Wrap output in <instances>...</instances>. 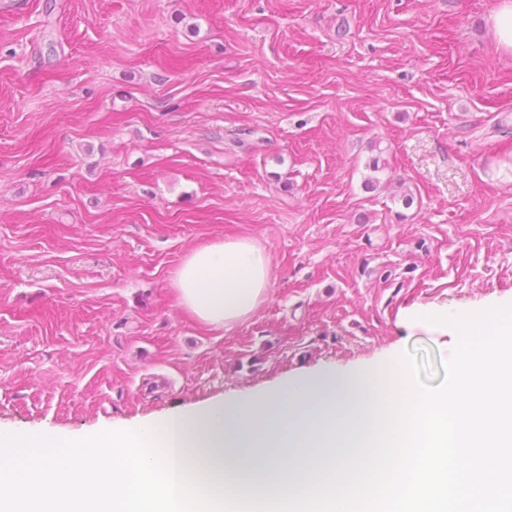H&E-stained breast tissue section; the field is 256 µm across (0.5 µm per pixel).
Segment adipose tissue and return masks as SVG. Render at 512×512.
I'll return each mask as SVG.
<instances>
[{"label": "adipose tissue", "mask_w": 512, "mask_h": 512, "mask_svg": "<svg viewBox=\"0 0 512 512\" xmlns=\"http://www.w3.org/2000/svg\"><path fill=\"white\" fill-rule=\"evenodd\" d=\"M268 256L246 238L195 248L172 278L201 322L232 327L266 297ZM369 371L299 377L269 392L168 414L173 446L209 481L248 498L303 489L351 449L368 419Z\"/></svg>", "instance_id": "1"}]
</instances>
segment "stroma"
Masks as SVG:
<instances>
[{
	"label": "stroma",
	"instance_id": "1",
	"mask_svg": "<svg viewBox=\"0 0 512 512\" xmlns=\"http://www.w3.org/2000/svg\"><path fill=\"white\" fill-rule=\"evenodd\" d=\"M498 3L0 0V428L133 424L391 353L443 379L454 337L410 313L512 304ZM239 238L268 294L204 325L173 274Z\"/></svg>",
	"mask_w": 512,
	"mask_h": 512
}]
</instances>
